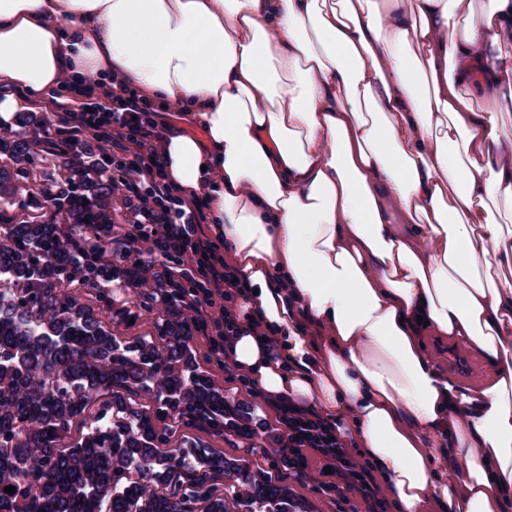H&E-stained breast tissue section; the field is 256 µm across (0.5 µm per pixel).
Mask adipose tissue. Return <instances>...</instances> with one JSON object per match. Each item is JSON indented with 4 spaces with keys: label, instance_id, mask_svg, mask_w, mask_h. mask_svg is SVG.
Listing matches in <instances>:
<instances>
[{
    "label": "adipose tissue",
    "instance_id": "1",
    "mask_svg": "<svg viewBox=\"0 0 512 512\" xmlns=\"http://www.w3.org/2000/svg\"><path fill=\"white\" fill-rule=\"evenodd\" d=\"M66 67L199 127L166 173L247 285L224 352L260 396L327 415L394 512H512V0H0V123ZM424 342L426 352L434 364L461 388L476 389L482 386L488 379L490 375L488 367L477 356L470 353L460 344H455L450 340L448 342L439 340L434 336L425 337ZM448 349L462 352L469 360V362L465 361L467 368L464 372L448 369L449 365L459 370L460 361H463V357L458 352L448 351Z\"/></svg>",
    "mask_w": 512,
    "mask_h": 512
}]
</instances>
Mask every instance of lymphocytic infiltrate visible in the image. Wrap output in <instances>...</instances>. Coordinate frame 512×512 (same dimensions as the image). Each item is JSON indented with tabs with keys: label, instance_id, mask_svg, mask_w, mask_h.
<instances>
[{
	"label": "lymphocytic infiltrate",
	"instance_id": "f902f5d3",
	"mask_svg": "<svg viewBox=\"0 0 512 512\" xmlns=\"http://www.w3.org/2000/svg\"><path fill=\"white\" fill-rule=\"evenodd\" d=\"M151 103L145 96L123 85L112 90V105L84 109L74 115L73 132L90 133L106 143L112 152L115 182L125 190V205L140 231L132 235L133 244L161 248L170 257L171 268L182 276L188 291L195 332L206 333L205 309H219L225 324L237 317L224 301L243 288L244 283L210 240L198 231L205 199L185 200L169 182L160 151L171 131L170 126L144 120ZM288 429V455L291 466L303 470L304 449L319 453L331 468L337 497L358 495L366 512H386L369 468L339 441L332 423L317 411L280 403L277 407Z\"/></svg>",
	"mask_w": 512,
	"mask_h": 512
}]
</instances>
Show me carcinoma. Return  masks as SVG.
<instances>
[{
	"label": "carcinoma",
	"mask_w": 512,
	"mask_h": 512,
	"mask_svg": "<svg viewBox=\"0 0 512 512\" xmlns=\"http://www.w3.org/2000/svg\"><path fill=\"white\" fill-rule=\"evenodd\" d=\"M50 127L20 112L0 136V512H309L280 477L186 439L262 432L288 464L285 436L200 369L184 290L153 274L142 291L168 262L125 251L112 172ZM44 159L57 175L38 178ZM156 308L155 336L114 333Z\"/></svg>",
	"instance_id": "carcinoma-1"
}]
</instances>
